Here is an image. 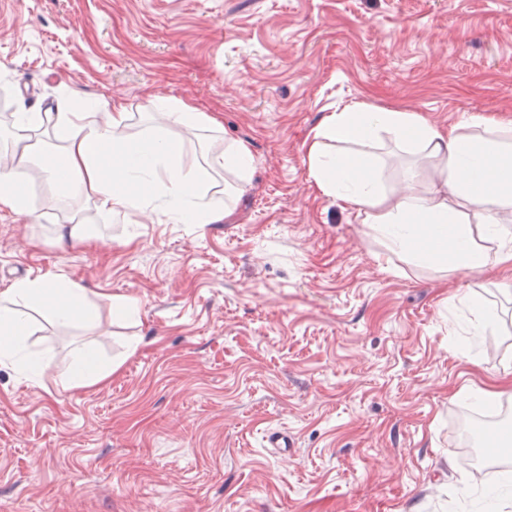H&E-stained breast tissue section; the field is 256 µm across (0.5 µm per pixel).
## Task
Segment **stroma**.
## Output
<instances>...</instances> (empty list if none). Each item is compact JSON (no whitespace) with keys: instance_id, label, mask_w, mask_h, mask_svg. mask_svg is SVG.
Wrapping results in <instances>:
<instances>
[{"instance_id":"obj_1","label":"stroma","mask_w":512,"mask_h":512,"mask_svg":"<svg viewBox=\"0 0 512 512\" xmlns=\"http://www.w3.org/2000/svg\"><path fill=\"white\" fill-rule=\"evenodd\" d=\"M72 89L136 115L155 96L215 113L254 167L216 224L108 220L33 174L30 217L0 211V286L48 273L97 312L91 333L35 317L40 379L0 363V512H464L460 487L512 472L459 464L468 394L512 368L496 272L388 251L314 192L303 150L361 102L512 120V0H0V109L51 112ZM75 221L104 244L59 251ZM467 295L497 313L471 348ZM85 346L115 372L63 387ZM272 429L290 456L266 448Z\"/></svg>"}]
</instances>
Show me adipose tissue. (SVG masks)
Masks as SVG:
<instances>
[{
	"mask_svg": "<svg viewBox=\"0 0 512 512\" xmlns=\"http://www.w3.org/2000/svg\"><path fill=\"white\" fill-rule=\"evenodd\" d=\"M64 112L14 115V167L0 171V209L25 214L21 172L35 169L60 198L98 201L109 217L124 219L159 209L166 223H207L230 215V203L193 187L192 171L173 138L177 129L222 131L214 115L172 98H155L148 129L132 130L119 101L91 102L66 95ZM50 129L63 143L61 159L36 151L31 130ZM389 140L416 161L398 194L383 186L385 163L377 151ZM310 179L323 196L354 208L386 248L411 263L458 271L499 273L512 289V122L475 114L438 126L421 114L355 105L330 113L304 144ZM496 245L487 253L483 241ZM77 283L42 276L0 289V362L37 379L45 354L22 341L31 315L93 329L96 311Z\"/></svg>",
	"mask_w": 512,
	"mask_h": 512,
	"instance_id": "ef3b65f1",
	"label": "adipose tissue"
}]
</instances>
